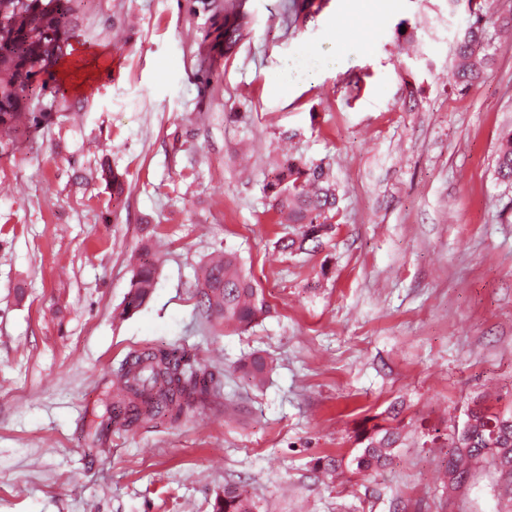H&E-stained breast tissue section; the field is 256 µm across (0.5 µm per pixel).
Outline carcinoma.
Returning a JSON list of instances; mask_svg holds the SVG:
<instances>
[{
	"mask_svg": "<svg viewBox=\"0 0 512 512\" xmlns=\"http://www.w3.org/2000/svg\"><path fill=\"white\" fill-rule=\"evenodd\" d=\"M42 9L23 5L8 17V31L0 35V155L9 154L18 144V131L29 132L53 119L45 110L29 111L33 97L47 93L57 96L50 86L53 67L69 46L72 29V0H41ZM192 10L222 16L217 26L224 54L231 55L248 34L249 13L243 0L219 10L215 0H193ZM467 25L456 44V84L468 90L481 82L493 62L489 49L493 33L503 26L512 27V12L500 16L491 11L489 0H464ZM321 10L315 0H291L288 22L306 24ZM264 193L269 209L279 216V223L293 225L290 236L277 244L293 254L315 248L330 238L340 216L339 189L329 168L321 163L302 162L290 156L273 169ZM496 179L512 186V125L504 128L496 160ZM102 180L112 195L125 191L124 174L106 167ZM135 270L131 290L123 313L139 309L156 286L157 268L150 258V247ZM196 308L207 320H215L226 328H245L266 311L259 288L248 275L237 255L226 251L203 265L197 291ZM244 373L260 386L270 368L260 355L242 363ZM221 382L214 373L177 348L134 352L122 364L113 398L124 406L123 416H111L112 423L130 427L149 421L163 413L173 419L204 408L219 395ZM397 415L388 412L380 422H363L355 430V448L349 454L331 459L325 466L330 474L348 472L364 476L386 466L401 442ZM485 463L499 476L498 496L504 501L502 512H512V407L503 410L475 404L466 412L461 429L448 442L445 473L448 485L465 484L471 468ZM215 512H262L259 502L236 489H224Z\"/></svg>",
	"mask_w": 512,
	"mask_h": 512,
	"instance_id": "obj_1",
	"label": "carcinoma"
}]
</instances>
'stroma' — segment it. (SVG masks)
Listing matches in <instances>:
<instances>
[{
  "instance_id": "35a3bbf8",
  "label": "stroma",
  "mask_w": 512,
  "mask_h": 512,
  "mask_svg": "<svg viewBox=\"0 0 512 512\" xmlns=\"http://www.w3.org/2000/svg\"><path fill=\"white\" fill-rule=\"evenodd\" d=\"M287 3L246 0L228 57L191 0H74L65 95L39 103L56 117L0 156V512H213L228 485L262 512H499L492 470L447 492L448 451L426 441L472 401L512 399V197L495 179L512 39L462 92L466 13L448 0H325L297 28ZM287 154L344 193L335 235L292 255L263 191ZM149 236L157 284L126 315ZM224 250L268 306L244 330L195 310ZM166 346L223 373L219 403L94 436L126 357ZM254 351L272 366L259 388L237 368ZM392 407L391 464L326 479Z\"/></svg>"
}]
</instances>
